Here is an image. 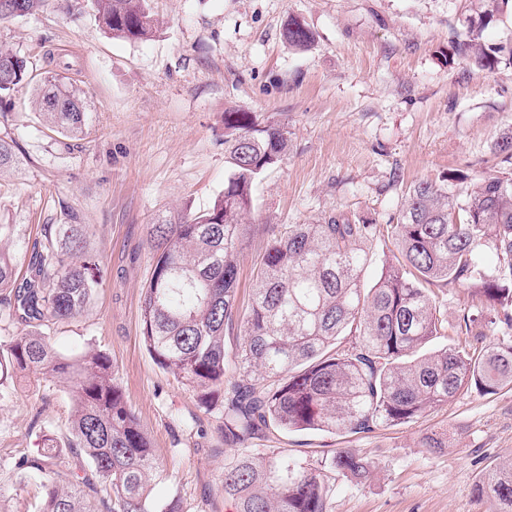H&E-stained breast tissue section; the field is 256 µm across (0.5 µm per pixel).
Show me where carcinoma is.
Wrapping results in <instances>:
<instances>
[{"label":"carcinoma","instance_id":"obj_1","mask_svg":"<svg viewBox=\"0 0 512 512\" xmlns=\"http://www.w3.org/2000/svg\"><path fill=\"white\" fill-rule=\"evenodd\" d=\"M43 0H0V19L35 14ZM96 18L114 39H149L156 19L150 0H93ZM288 44L305 49L313 32L297 19L285 25ZM503 47L448 41V58L479 69L497 62ZM32 80L29 61L0 45V103ZM35 105L60 133L85 134L87 102L80 89L54 74L40 79ZM285 127L262 124L250 112L224 111V150L230 169L224 190L190 218L162 212L148 225L153 268L140 306L141 338L154 363L196 390L207 405L224 398V442L243 444L270 424L287 431L361 434L380 424L410 422L469 388L492 394L512 387V344L482 343L477 322L512 328V171L478 179L457 200L448 185L422 181L410 191L393 225L401 260L386 263L364 287L368 258L362 242L377 225L331 216L290 224L269 243L260 279L241 320L242 343L224 348V328L238 314L236 256L241 226L253 209V188L287 155ZM19 165L16 142L0 136V173ZM496 263L484 268L485 249ZM96 263L81 224H60L15 287L17 260L0 247V303L20 312L25 329L0 350V387L27 374L68 387L71 432L44 435L37 457L22 454L23 475L42 489L37 512H90L84 488L98 481L112 492L106 512H181L180 497L158 501L152 443L117 382L107 352L61 353L38 330L76 318L98 285ZM473 288L481 303L464 314V342L423 354L442 330L430 286ZM342 336L354 337L346 349ZM81 463L74 482L59 483L57 468ZM374 465L341 448L328 469L355 479ZM330 486L279 448L255 456L241 451L224 464V495L236 512H327ZM475 493L512 512V465L488 472Z\"/></svg>","mask_w":512,"mask_h":512}]
</instances>
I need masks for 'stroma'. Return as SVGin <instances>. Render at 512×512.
I'll list each match as a JSON object with an SVG mask.
<instances>
[{"mask_svg": "<svg viewBox=\"0 0 512 512\" xmlns=\"http://www.w3.org/2000/svg\"><path fill=\"white\" fill-rule=\"evenodd\" d=\"M160 25L151 40L112 39L91 0H45L32 16L0 20V44L24 55L34 75L51 71L83 89L88 133L71 139L48 127L33 89L12 94L0 135L22 164L0 176V224L26 277L33 244L60 224H82L100 267L85 313L47 323L61 351L92 346L112 359L115 377L149 434L167 476L153 488L178 493L183 512H235L224 496L221 407L154 363L140 336V305L151 275L147 226L162 211L194 215L224 188V111L286 124L287 155L254 188V208L238 257L240 304H247L261 257L289 224L341 213L374 224L365 245L374 284L409 190L447 180L463 198L472 180L512 170L494 146L512 129V59L489 69L446 62L452 36L512 46V10L483 17L481 0H153ZM315 34L305 50L283 38L288 18ZM444 331L430 349L457 344L459 322L478 300L462 286L438 287ZM62 384L9 381L0 396V512H35L37 489L13 466L36 454L42 436L68 433ZM444 434L447 447L426 448ZM251 454L284 450L324 469L353 448L371 479L325 471L328 512H495L474 489L496 465L512 464V388L465 390L410 422L362 434L272 428L250 440Z\"/></svg>", "mask_w": 512, "mask_h": 512, "instance_id": "1", "label": "stroma"}]
</instances>
